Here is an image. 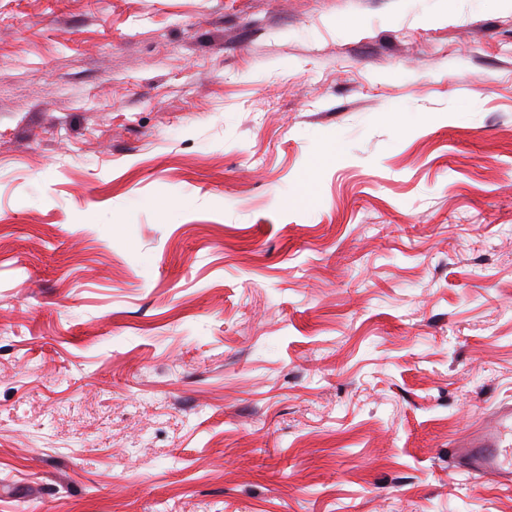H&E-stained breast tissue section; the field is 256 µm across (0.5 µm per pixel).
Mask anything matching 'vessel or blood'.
<instances>
[{
    "instance_id": "1",
    "label": "vessel or blood",
    "mask_w": 512,
    "mask_h": 512,
    "mask_svg": "<svg viewBox=\"0 0 512 512\" xmlns=\"http://www.w3.org/2000/svg\"><path fill=\"white\" fill-rule=\"evenodd\" d=\"M453 456L469 475H494L512 480V405L496 408L463 442Z\"/></svg>"
}]
</instances>
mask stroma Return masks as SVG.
<instances>
[{"mask_svg": "<svg viewBox=\"0 0 512 512\" xmlns=\"http://www.w3.org/2000/svg\"><path fill=\"white\" fill-rule=\"evenodd\" d=\"M503 404L511 9L0 0V512H512ZM453 456L470 476L495 475L512 480V405L496 408L463 442Z\"/></svg>", "mask_w": 512, "mask_h": 512, "instance_id": "1", "label": "stroma"}]
</instances>
